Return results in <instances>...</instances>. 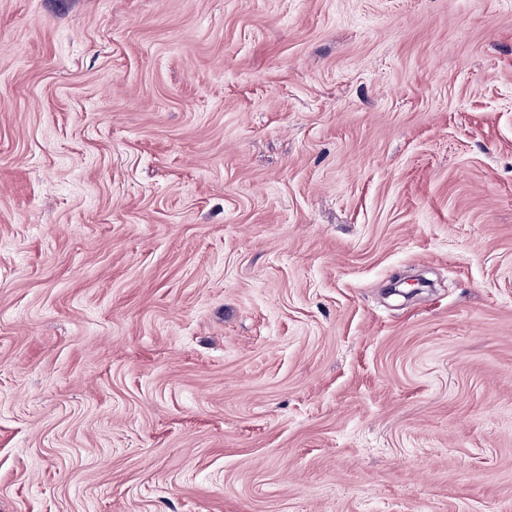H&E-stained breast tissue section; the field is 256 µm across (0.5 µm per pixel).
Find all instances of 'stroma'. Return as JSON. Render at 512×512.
Masks as SVG:
<instances>
[{
	"instance_id": "35a3bbf8",
	"label": "stroma",
	"mask_w": 512,
	"mask_h": 512,
	"mask_svg": "<svg viewBox=\"0 0 512 512\" xmlns=\"http://www.w3.org/2000/svg\"><path fill=\"white\" fill-rule=\"evenodd\" d=\"M0 512H512V0H0Z\"/></svg>"
}]
</instances>
